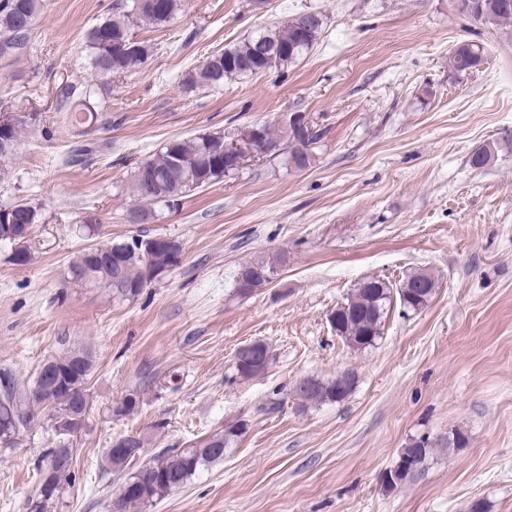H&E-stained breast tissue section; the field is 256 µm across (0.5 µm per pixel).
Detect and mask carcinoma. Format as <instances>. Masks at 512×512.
Instances as JSON below:
<instances>
[{"mask_svg":"<svg viewBox=\"0 0 512 512\" xmlns=\"http://www.w3.org/2000/svg\"><path fill=\"white\" fill-rule=\"evenodd\" d=\"M45 6L44 0H0V57L16 56L28 49L37 19ZM181 0H123L113 9L112 15L99 21L86 36L90 66L97 77L121 75L146 64L153 52L152 45L137 41L129 43L128 34L141 23L156 28L165 27L180 10ZM477 20L497 29L512 27V0H480V14ZM322 23L309 24V14L295 15L283 22L264 26L247 39L227 46L205 58L188 73L186 88H219L227 80L244 78L280 71L295 63L306 54L317 41ZM261 41L270 42L288 49V54L278 58L274 64L267 63L256 54ZM484 47L474 41L456 44L448 56V68L457 76L470 73V69L484 61ZM61 97L74 99L71 111L72 122L82 126L92 123L95 109L89 97H75V91L66 88ZM30 122L25 118L6 119L0 124V140L8 139L19 144L25 127ZM324 136L316 126L307 128L305 135H296L288 140V157H300L304 166H309L314 145ZM225 131L207 132L190 139L175 138L168 141L158 152L141 161L130 174L129 192L136 202V208L146 213L148 207L162 204L168 208L191 192L226 176L224 167L216 166L209 160H202L207 153L208 143L222 140ZM284 139V130L278 123H264L263 143L275 146ZM512 146V130L501 133L499 140L486 143L470 156L475 168L487 166L497 155L501 146ZM133 240L111 243L113 260L108 265L93 261L88 250H82L69 265V274L74 283L98 285L112 289L127 299L141 293L144 271L140 261L129 256ZM182 246L168 239L153 253V265H161L171 271L182 260ZM283 256L255 258L239 265L248 268L255 277L247 288L237 287L239 294L246 296L272 282L277 266ZM437 280L425 270L418 269L407 275L395 286L381 278H369L360 282L353 292L330 314V324L336 335L342 337L349 347L357 350L373 347L382 338L384 323L392 305L397 304L404 315L423 309L435 294ZM233 367L236 376L250 379L266 372L272 355L264 350L236 351ZM46 361L57 362V367L73 372L76 407L83 414H89L91 401L87 384L93 371V355L84 347L70 348L52 354ZM0 390L6 394V402H0V445L10 447L11 434L15 429L27 427L35 418V411L41 406L48 407L58 399L57 388L52 382L35 378L31 389H22L8 372H3ZM356 382L353 372L343 371L332 379L307 376L297 382L294 390L301 400V406L323 403H339L352 392ZM138 393L126 395L112 414L130 416L138 411ZM247 424L238 422L215 433L205 435L186 448H163L147 461L148 467H135V462L116 452L106 454V461L117 471L130 469L129 476L120 489V503L123 512H141V508L162 499L172 492V484L181 486L203 466L224 460V453L230 444L246 432ZM432 452L428 442L421 440L401 450L398 461L388 471L390 478L383 482L396 487L414 478ZM75 448L65 436L55 433L54 447L44 459L57 463L53 486L47 493L27 503V512H48L59 499L63 487L72 484L74 476Z\"/></svg>","mask_w":512,"mask_h":512,"instance_id":"obj_1","label":"carcinoma"}]
</instances>
